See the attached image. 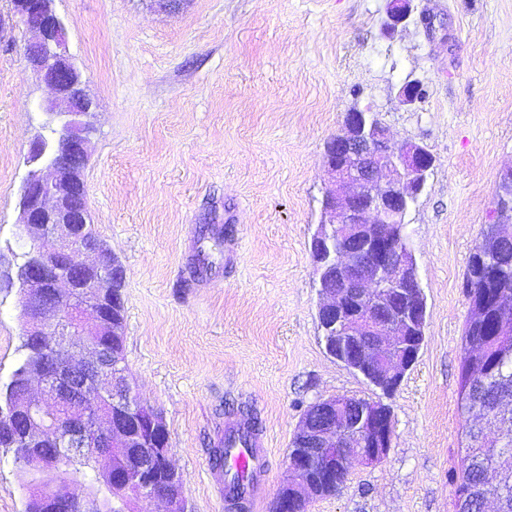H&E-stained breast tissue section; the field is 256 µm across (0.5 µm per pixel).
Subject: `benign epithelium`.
Instances as JSON below:
<instances>
[{"label":"benign epithelium","instance_id":"obj_1","mask_svg":"<svg viewBox=\"0 0 512 512\" xmlns=\"http://www.w3.org/2000/svg\"><path fill=\"white\" fill-rule=\"evenodd\" d=\"M14 17L36 34L25 46L27 65L53 98L38 104L47 116L45 128L60 130L64 159L49 155L35 137L21 186L20 239L34 254L20 292L24 336L39 343L56 336L53 357L30 367L0 428H20L22 449L16 463L30 478L71 462L90 460L103 486H139L137 498L162 501L167 512H185L180 494L157 490L158 471L175 482L172 464L156 412L140 403L127 385L124 369L110 356L102 338L113 330L110 308L124 305L117 283L121 267L110 264L105 252L87 238L90 223L82 172L88 145L95 134L90 121L94 102L70 54L66 28L54 0H11ZM413 0H390L388 18L406 21ZM434 157L412 140L395 141L389 130L368 111H348L343 131L330 140L325 165L332 177L323 200L324 220L311 239L316 263L326 264L338 288L317 281L320 310L328 316L326 329L346 341L351 361L369 357L382 379V393L397 389L420 349L406 335L409 325L425 317L412 299L419 288L417 264L397 248L405 235V216L423 191ZM347 247H336V239ZM53 241L46 247L43 241ZM487 245L504 253L512 245V198L500 194L497 219L488 227ZM93 320L85 322V310ZM39 380L44 398L31 393ZM393 438L389 406L373 398L359 404L334 395L312 404L299 439V455L285 460L290 482L276 496L279 512L311 498L310 466L328 475L341 462L375 464L387 455ZM74 483L41 484L48 512H111L109 502L87 492L76 495Z\"/></svg>","mask_w":512,"mask_h":512}]
</instances>
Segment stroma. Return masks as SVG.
I'll list each match as a JSON object with an SVG mask.
<instances>
[{"mask_svg":"<svg viewBox=\"0 0 512 512\" xmlns=\"http://www.w3.org/2000/svg\"><path fill=\"white\" fill-rule=\"evenodd\" d=\"M387 3L55 0L96 102L83 178L125 273L126 373L166 424L186 512H225L209 476L217 438L251 416L268 467L243 512H272L304 410L342 394L382 397L392 444L308 512H454L463 282L512 165V0H414L393 28ZM11 19L0 0L1 381L20 359V185L44 120L35 106L50 95L24 58L31 33ZM412 80L424 96L409 104L400 89ZM354 106L435 159L406 217L425 339L386 396L327 354L318 327L310 239L326 144ZM29 496L0 449V512H24Z\"/></svg>","mask_w":512,"mask_h":512,"instance_id":"obj_1","label":"stroma"}]
</instances>
